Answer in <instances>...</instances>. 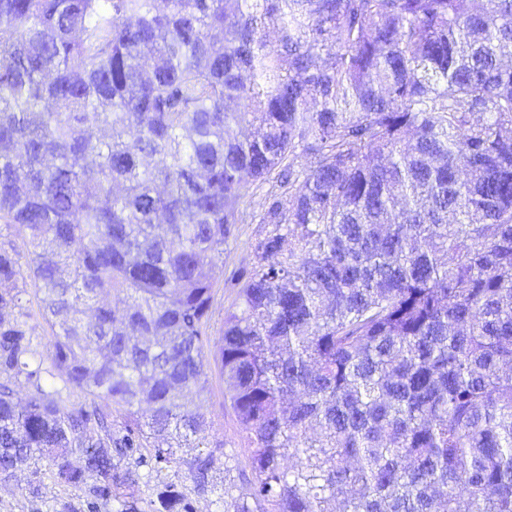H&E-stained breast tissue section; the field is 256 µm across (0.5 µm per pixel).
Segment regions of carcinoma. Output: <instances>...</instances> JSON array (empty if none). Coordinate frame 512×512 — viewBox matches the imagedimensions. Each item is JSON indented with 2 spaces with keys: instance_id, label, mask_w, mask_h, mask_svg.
I'll return each mask as SVG.
<instances>
[{
  "instance_id": "obj_1",
  "label": "carcinoma",
  "mask_w": 512,
  "mask_h": 512,
  "mask_svg": "<svg viewBox=\"0 0 512 512\" xmlns=\"http://www.w3.org/2000/svg\"><path fill=\"white\" fill-rule=\"evenodd\" d=\"M495 2L0 0V476L46 458L116 498L177 458L197 493L224 463V512H512ZM264 183L273 229L212 345ZM212 357L231 450L181 402ZM161 485L151 512H188ZM268 187L267 184L262 188L251 185L240 200L236 235L224 246V267L216 276L213 315L208 330L212 345L221 336L225 311L235 305L239 289L247 280L254 262L255 243L271 229L270 225L258 222Z\"/></svg>"
}]
</instances>
